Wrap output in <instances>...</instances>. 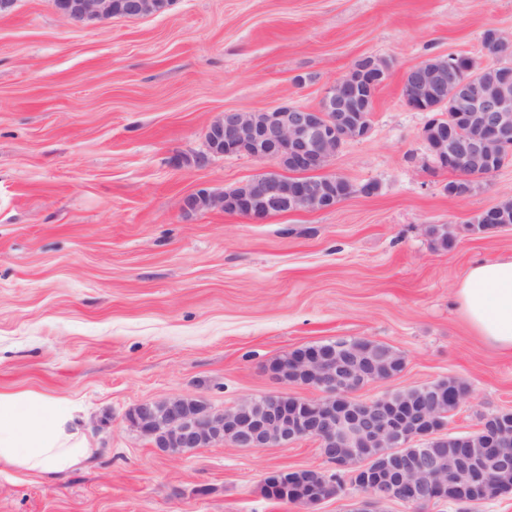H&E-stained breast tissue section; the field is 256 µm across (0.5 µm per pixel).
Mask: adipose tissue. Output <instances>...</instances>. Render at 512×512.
Returning <instances> with one entry per match:
<instances>
[{
  "instance_id": "obj_1",
  "label": "adipose tissue",
  "mask_w": 512,
  "mask_h": 512,
  "mask_svg": "<svg viewBox=\"0 0 512 512\" xmlns=\"http://www.w3.org/2000/svg\"><path fill=\"white\" fill-rule=\"evenodd\" d=\"M457 297L475 333L512 352V256L476 262ZM95 457L71 401L36 392L0 393V465L50 483Z\"/></svg>"
}]
</instances>
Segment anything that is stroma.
Masks as SVG:
<instances>
[{
  "label": "stroma",
  "instance_id": "stroma-1",
  "mask_svg": "<svg viewBox=\"0 0 512 512\" xmlns=\"http://www.w3.org/2000/svg\"><path fill=\"white\" fill-rule=\"evenodd\" d=\"M512 36V0H169L164 11L74 25L53 0L0 14V393L78 403L98 460L57 482L0 465V512H348L274 500L277 470L331 473L319 444L224 443L174 457L132 430L142 400L190 395L230 408L264 394L310 399L272 365L293 350L365 338L404 359L378 399L455 378L467 396L448 425L478 431L512 411V352L476 336L455 289L480 260L512 255V225L472 235L477 211L512 199V161L450 197L403 81L433 57L493 64L486 30ZM367 56L387 59L371 130L326 174L376 184L335 208L260 224L187 210L269 162L193 158L221 112L322 90ZM456 230L435 248L429 225ZM383 512H512V493L471 506L390 502Z\"/></svg>",
  "mask_w": 512,
  "mask_h": 512
}]
</instances>
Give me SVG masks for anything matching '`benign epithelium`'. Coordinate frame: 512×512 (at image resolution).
<instances>
[{
    "label": "benign epithelium",
    "instance_id": "1",
    "mask_svg": "<svg viewBox=\"0 0 512 512\" xmlns=\"http://www.w3.org/2000/svg\"><path fill=\"white\" fill-rule=\"evenodd\" d=\"M117 0H54L56 12L72 23L113 17ZM166 0H127L129 14L142 17L160 13ZM474 68L468 57L450 55L423 62L406 74L403 95L407 106L431 112L448 105L446 116L455 133L436 131L431 121L423 138L436 163L470 182L493 172L492 164L512 156V85L463 74L459 60ZM386 60L367 56L341 79L328 85L316 107L285 101L267 111H227L207 128V152L213 155L246 154L269 161L276 168L241 186L236 197L224 191L200 189L188 196L190 211L220 209L264 220L275 209L327 210L354 192L336 177L312 173L324 169L343 145L364 137V122L371 114H353L363 96L362 82L370 77L369 99L389 77ZM486 223L512 222V200H502L482 211ZM388 353H374L364 364L355 360L310 355L296 358L276 373L278 379L312 386L321 397L288 413V396L268 394L257 412L249 399L233 408L216 410L191 396L144 400L125 419L158 451L186 455L197 448L229 442L237 448H278L301 439H315L323 458L338 471H350L356 506L352 512H381V506L399 501L423 504L442 501L448 489L471 491L462 499L474 504L512 493V428L502 413L484 417L480 431L492 434L493 448H457L447 452L446 466L427 452L410 459L401 449L414 441L428 442L448 421L433 408L413 419L402 416L399 402L385 396L363 401L355 397L366 381L394 376Z\"/></svg>",
    "mask_w": 512,
    "mask_h": 512
}]
</instances>
